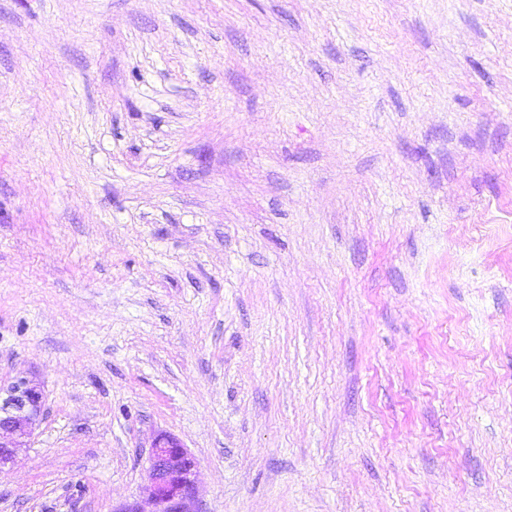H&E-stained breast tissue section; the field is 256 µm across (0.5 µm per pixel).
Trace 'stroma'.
<instances>
[{
	"label": "stroma",
	"mask_w": 512,
	"mask_h": 512,
	"mask_svg": "<svg viewBox=\"0 0 512 512\" xmlns=\"http://www.w3.org/2000/svg\"><path fill=\"white\" fill-rule=\"evenodd\" d=\"M0 512H512V0H0ZM43 392L27 378L0 388V469L27 448L42 416ZM148 463L145 494L153 506L149 512H197V463L187 448L169 435H160Z\"/></svg>",
	"instance_id": "stroma-1"
}]
</instances>
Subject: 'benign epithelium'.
<instances>
[{
	"label": "benign epithelium",
	"mask_w": 512,
	"mask_h": 512,
	"mask_svg": "<svg viewBox=\"0 0 512 512\" xmlns=\"http://www.w3.org/2000/svg\"><path fill=\"white\" fill-rule=\"evenodd\" d=\"M41 387L20 378L0 388V467L16 460L28 446L42 416ZM147 501L150 512H196L197 463L177 439L158 436L148 460Z\"/></svg>",
	"instance_id": "obj_1"
}]
</instances>
